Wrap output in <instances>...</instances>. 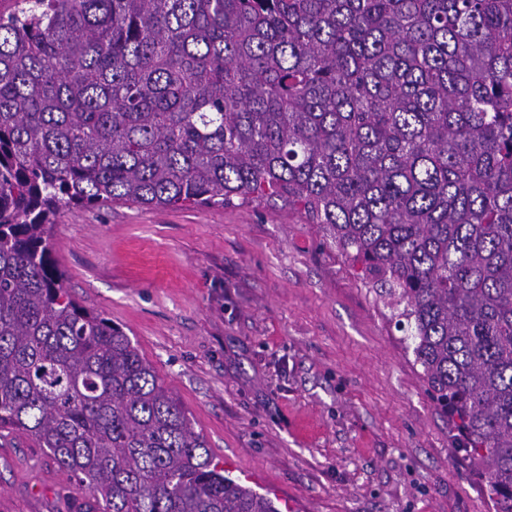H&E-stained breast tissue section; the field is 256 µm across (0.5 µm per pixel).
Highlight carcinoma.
<instances>
[{"label": "carcinoma", "mask_w": 512, "mask_h": 512, "mask_svg": "<svg viewBox=\"0 0 512 512\" xmlns=\"http://www.w3.org/2000/svg\"><path fill=\"white\" fill-rule=\"evenodd\" d=\"M275 200L357 267L512 512V0H16L0 13V432L77 512H278L124 330L64 207Z\"/></svg>", "instance_id": "obj_1"}]
</instances>
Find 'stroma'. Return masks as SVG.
I'll return each mask as SVG.
<instances>
[{
    "mask_svg": "<svg viewBox=\"0 0 512 512\" xmlns=\"http://www.w3.org/2000/svg\"><path fill=\"white\" fill-rule=\"evenodd\" d=\"M51 235L70 295L281 512H492L386 308L282 203L66 207ZM76 494L30 437H0V512H69Z\"/></svg>",
    "mask_w": 512,
    "mask_h": 512,
    "instance_id": "obj_1",
    "label": "stroma"
}]
</instances>
